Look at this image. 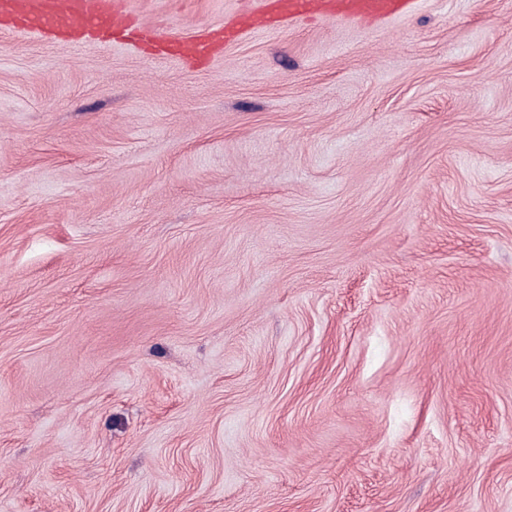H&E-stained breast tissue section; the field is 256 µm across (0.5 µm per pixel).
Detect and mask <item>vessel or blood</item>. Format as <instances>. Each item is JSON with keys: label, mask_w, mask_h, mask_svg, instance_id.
<instances>
[{"label": "vessel or blood", "mask_w": 512, "mask_h": 512, "mask_svg": "<svg viewBox=\"0 0 512 512\" xmlns=\"http://www.w3.org/2000/svg\"><path fill=\"white\" fill-rule=\"evenodd\" d=\"M415 3L416 0H273L261 12L239 13L223 30L178 40L152 28H139L113 0H0V30L45 34L71 48L94 40L146 42L156 58L204 64L222 42L235 40L258 23L278 26L312 18L382 20L410 12Z\"/></svg>", "instance_id": "vessel-or-blood-1"}]
</instances>
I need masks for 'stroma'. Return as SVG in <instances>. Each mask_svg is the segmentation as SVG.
<instances>
[{
	"label": "stroma",
	"instance_id": "obj_1",
	"mask_svg": "<svg viewBox=\"0 0 512 512\" xmlns=\"http://www.w3.org/2000/svg\"><path fill=\"white\" fill-rule=\"evenodd\" d=\"M0 512H512V0L0 35Z\"/></svg>",
	"mask_w": 512,
	"mask_h": 512
}]
</instances>
